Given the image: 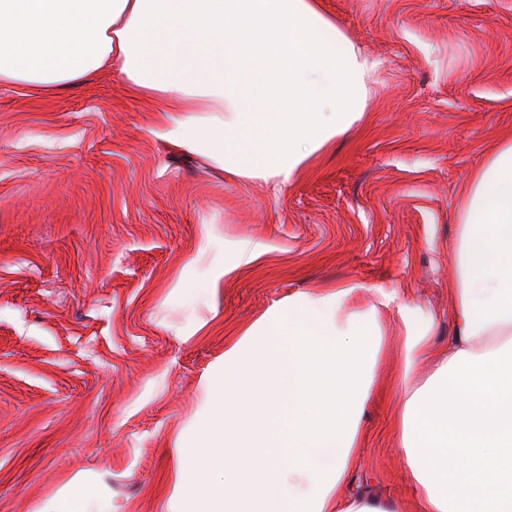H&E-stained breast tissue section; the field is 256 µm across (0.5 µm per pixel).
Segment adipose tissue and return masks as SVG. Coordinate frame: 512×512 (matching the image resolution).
Here are the masks:
<instances>
[{"label": "adipose tissue", "instance_id": "obj_1", "mask_svg": "<svg viewBox=\"0 0 512 512\" xmlns=\"http://www.w3.org/2000/svg\"><path fill=\"white\" fill-rule=\"evenodd\" d=\"M379 61L320 0H0V83L54 90L118 71L176 149L234 178L284 186L366 112ZM448 248L458 334L396 305L395 429L414 512H512V141L474 171ZM357 287L301 292L243 329L208 374L203 418L178 446L170 512H405L347 487L388 344ZM346 381L344 428H319L322 378ZM79 479L39 512H92Z\"/></svg>", "mask_w": 512, "mask_h": 512}]
</instances>
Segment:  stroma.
Here are the masks:
<instances>
[{"mask_svg":"<svg viewBox=\"0 0 512 512\" xmlns=\"http://www.w3.org/2000/svg\"><path fill=\"white\" fill-rule=\"evenodd\" d=\"M381 63L365 118L273 190L174 150L116 75L0 85V512L93 476L112 512H167L201 384L240 328L297 292H397L456 334L461 190L512 140V0H323ZM234 241L267 245L223 275ZM218 293H210L211 281ZM395 359L365 405L356 491L408 501Z\"/></svg>","mask_w":512,"mask_h":512,"instance_id":"1","label":"stroma"}]
</instances>
